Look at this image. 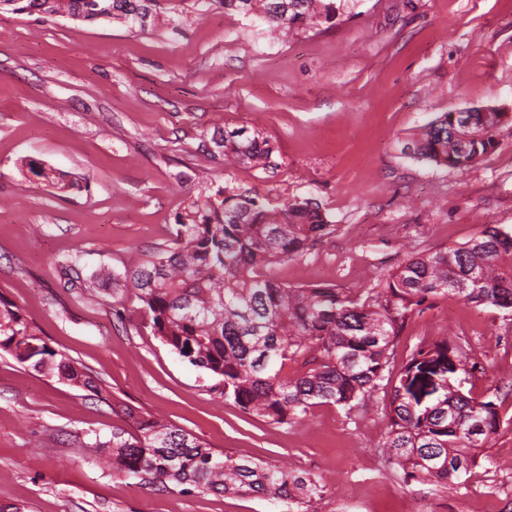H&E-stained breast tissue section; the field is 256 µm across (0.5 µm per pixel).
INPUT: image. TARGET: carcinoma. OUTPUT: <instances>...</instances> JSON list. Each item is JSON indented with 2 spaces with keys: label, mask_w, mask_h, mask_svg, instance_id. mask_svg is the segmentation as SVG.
Returning a JSON list of instances; mask_svg holds the SVG:
<instances>
[{
  "label": "carcinoma",
  "mask_w": 512,
  "mask_h": 512,
  "mask_svg": "<svg viewBox=\"0 0 512 512\" xmlns=\"http://www.w3.org/2000/svg\"><path fill=\"white\" fill-rule=\"evenodd\" d=\"M355 0H224V11L258 17L269 34L330 23ZM159 0H0L16 14L105 17L129 27ZM504 113L494 106L441 112L402 152L421 162L468 169L496 147ZM216 153L226 161L265 169L276 148L267 138L216 130ZM29 172L62 190L79 183L62 171ZM333 232L312 198L272 204L226 186L194 200L175 224L173 246L122 263L112 283L131 288L147 310L151 334L181 359L222 385L224 400L242 412L280 424L303 421L321 404L351 412L380 402L387 419L379 445L403 481L446 488L466 482L503 420L497 394L478 401L464 393L477 368L473 348L443 335L421 339L393 374V338L428 299L452 296L473 308L494 306L512 315V229L483 224L467 242L411 256L357 296L332 286H294L271 269L296 261ZM0 351L35 372L102 396L93 376L49 345L11 302L0 298ZM302 370L288 373V363ZM442 371L445 385L420 402L424 381ZM123 413L133 430L108 438L84 434L83 447L119 479L148 478L165 485L260 497L310 512L322 487L308 473L217 453L192 434L156 418Z\"/></svg>",
  "instance_id": "1"
}]
</instances>
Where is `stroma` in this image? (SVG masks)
<instances>
[{"label":"stroma","mask_w":512,"mask_h":512,"mask_svg":"<svg viewBox=\"0 0 512 512\" xmlns=\"http://www.w3.org/2000/svg\"><path fill=\"white\" fill-rule=\"evenodd\" d=\"M493 105L496 150L465 170L401 152L436 113ZM278 148L262 170L210 154L217 129ZM38 160L81 190L32 176ZM232 184L272 202L315 199L334 233L276 269L295 286L362 293L409 256L512 227V0H359L353 13L283 41L220 0H184L177 21L0 11V297L92 373L106 400L0 352V505L25 512H288L263 498L119 480L82 447L123 426L112 406L198 437L215 452L320 478L314 512H512V320L439 296L410 315L394 357L456 330L495 387L504 424L463 486L404 484L378 452L380 407L323 404L275 424L224 400L216 379L147 328L131 289L98 280L168 248L198 195Z\"/></svg>","instance_id":"35a3bbf8"}]
</instances>
